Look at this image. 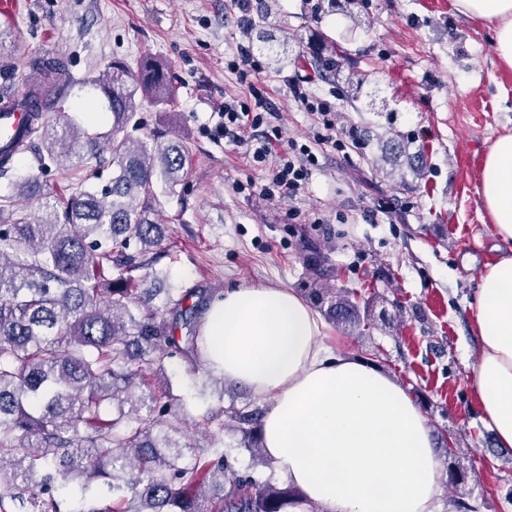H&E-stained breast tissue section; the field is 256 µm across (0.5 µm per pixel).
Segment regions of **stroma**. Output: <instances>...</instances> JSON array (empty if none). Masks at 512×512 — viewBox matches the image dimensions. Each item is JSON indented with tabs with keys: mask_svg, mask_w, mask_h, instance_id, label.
<instances>
[{
	"mask_svg": "<svg viewBox=\"0 0 512 512\" xmlns=\"http://www.w3.org/2000/svg\"><path fill=\"white\" fill-rule=\"evenodd\" d=\"M242 29L235 0H30L20 46L0 43V85L24 93L39 58L62 60L79 83L60 109L88 125L102 109L89 80L112 61H166L173 108L140 103L145 132L182 139L187 184L162 196L165 236L155 287L278 286L301 292L314 271L332 285L376 296L393 328L348 335L326 323L331 353L388 372L432 429L436 448L454 443L457 467L480 512H512V448L498 447L467 374L480 344L471 304L480 273L500 252L478 192L490 145L512 133V70L494 52L491 24L454 12L447 0H364L360 24L314 16L311 0H251ZM336 43L340 71L316 77L299 50ZM263 70L241 78L238 48ZM329 103L354 128L344 150L316 144L315 122L285 86ZM262 99L265 123L309 145L317 162L297 196L270 202L237 190L262 181L245 148L216 131L225 100ZM404 136L426 158L423 178L393 179L376 167L382 146ZM166 380L196 410L218 409L219 389L171 359Z\"/></svg>",
	"mask_w": 512,
	"mask_h": 512,
	"instance_id": "stroma-1",
	"label": "stroma"
}]
</instances>
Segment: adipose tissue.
<instances>
[{
  "label": "adipose tissue",
  "instance_id": "obj_1",
  "mask_svg": "<svg viewBox=\"0 0 512 512\" xmlns=\"http://www.w3.org/2000/svg\"><path fill=\"white\" fill-rule=\"evenodd\" d=\"M494 27L493 48L512 69V0H452ZM478 194L503 253L473 302L480 336L468 381L499 446L512 447V133L490 146ZM215 370L271 396L265 453L321 512H436L442 470L430 427L384 371L329 353L316 311L288 288H234L200 323Z\"/></svg>",
  "mask_w": 512,
  "mask_h": 512
}]
</instances>
